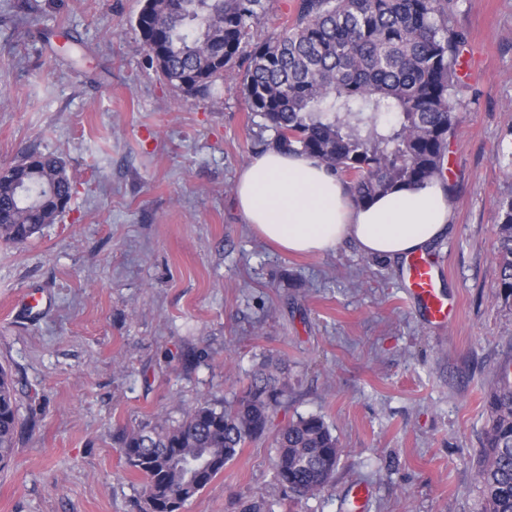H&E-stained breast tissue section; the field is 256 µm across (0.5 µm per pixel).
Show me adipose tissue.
I'll list each match as a JSON object with an SVG mask.
<instances>
[{
	"label": "adipose tissue",
	"mask_w": 512,
	"mask_h": 512,
	"mask_svg": "<svg viewBox=\"0 0 512 512\" xmlns=\"http://www.w3.org/2000/svg\"><path fill=\"white\" fill-rule=\"evenodd\" d=\"M246 223L283 253L325 254L345 241L395 260L444 237L454 214L446 185H401L359 204L347 183L306 154L269 148L236 181Z\"/></svg>",
	"instance_id": "adipose-tissue-1"
}]
</instances>
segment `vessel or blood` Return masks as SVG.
I'll return each instance as SVG.
<instances>
[{
    "instance_id": "b4317fda",
    "label": "vessel or blood",
    "mask_w": 512,
    "mask_h": 512,
    "mask_svg": "<svg viewBox=\"0 0 512 512\" xmlns=\"http://www.w3.org/2000/svg\"><path fill=\"white\" fill-rule=\"evenodd\" d=\"M406 279L410 299L421 308L428 322L439 327L446 325L451 309L439 289L440 273L423 253L408 256Z\"/></svg>"
}]
</instances>
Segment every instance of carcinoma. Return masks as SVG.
Here are the masks:
<instances>
[{"label":"carcinoma","instance_id":"carcinoma-1","mask_svg":"<svg viewBox=\"0 0 512 512\" xmlns=\"http://www.w3.org/2000/svg\"><path fill=\"white\" fill-rule=\"evenodd\" d=\"M270 0H144L134 20L155 72L183 99L205 97L238 71L247 111L271 147L319 161L366 203L401 184L445 180L460 122L458 0H297L291 25L261 42L252 30ZM72 197L65 160L29 152L0 168V240L22 243L53 224ZM498 295L512 297V198L502 202ZM288 397L280 363L253 371L232 401L200 400L175 425L122 432L120 448L145 479L140 512H179L269 430ZM476 463L481 512H512V362L487 409ZM18 409L0 366V465L14 455ZM274 477L295 497L324 491L344 449L324 419L299 416L275 435Z\"/></svg>","mask_w":512,"mask_h":512}]
</instances>
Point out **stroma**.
<instances>
[{"mask_svg": "<svg viewBox=\"0 0 512 512\" xmlns=\"http://www.w3.org/2000/svg\"><path fill=\"white\" fill-rule=\"evenodd\" d=\"M0 0V166L63 156L66 211L23 244L0 241V365L19 433L0 468V512H138L121 429L171 425L201 397L231 399L267 360L288 372L272 431L245 446L181 512H480L486 398L512 359V300L497 295L495 226L512 197V0H459L476 72L448 141L454 206L427 250L456 307L424 322L403 263L344 243L295 256L261 239L236 202L263 149L240 82L178 104L133 29L143 0ZM47 292L24 317L17 298ZM319 415L344 453L330 486L288 502L273 433Z\"/></svg>", "mask_w": 512, "mask_h": 512, "instance_id": "1", "label": "stroma"}]
</instances>
